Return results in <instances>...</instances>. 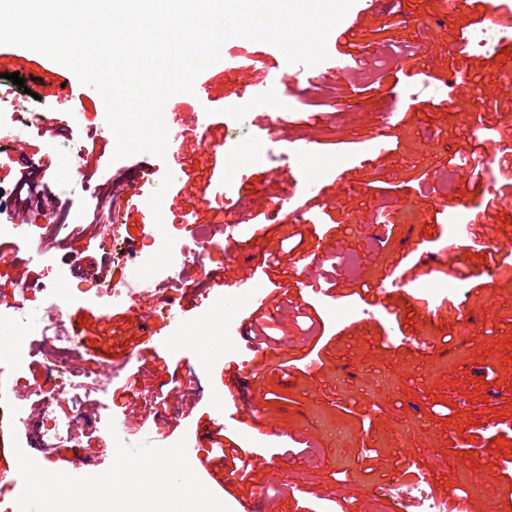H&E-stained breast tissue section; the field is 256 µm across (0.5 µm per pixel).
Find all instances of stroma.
Segmentation results:
<instances>
[{
  "mask_svg": "<svg viewBox=\"0 0 512 512\" xmlns=\"http://www.w3.org/2000/svg\"><path fill=\"white\" fill-rule=\"evenodd\" d=\"M472 20L468 6L451 0H379L371 10L356 0L339 27L354 30L357 46L337 45L353 52V61L316 83L291 79L278 124L268 122L262 94L241 93L278 58L262 42L226 41L225 55L243 47L265 55L254 68L211 74L215 106L239 99L242 117L186 131L181 164L166 163L136 198L123 183L154 155L113 160V137L97 133V98L75 90L54 95L42 79L57 63L0 45V92H12L8 76L19 73L60 124L52 135L27 131L0 151V194L13 191L23 161L39 160L40 183L62 209L71 185L59 164L43 161L50 142L80 149L90 186L85 224L44 244L45 214L32 205L24 233L0 241V309L50 305V275L72 279L76 258L94 282L126 280L150 224H204L216 241L202 259L205 275L186 266L188 299L168 324L145 318L140 306L115 316L96 301L69 305L68 314L87 320L78 362L92 374L111 372L110 391L77 407L53 402L54 377L37 355L22 371L0 369V396L34 417L49 401L56 418L77 420V442L58 448L80 476L106 471L119 439L160 447L182 439L188 457L205 456L206 425H223L249 451L252 471L239 476L228 462L223 483L202 470L197 476L231 512H317L352 495L372 501L375 512H406L388 492L397 480L426 481L437 497L457 490L469 512H512V187L473 183L474 163L512 144V54L459 52L461 29ZM387 112L401 121L382 137ZM209 141L238 165L213 168ZM103 156L113 160L108 191L94 176ZM453 164L460 171L452 186ZM313 166L317 195L304 178ZM187 176L201 196L180 192ZM450 187L468 212L484 211L489 225L466 235L449 259L441 246ZM292 206L304 208L306 222H289ZM106 211L119 229L105 245L94 223ZM229 220L252 234L227 239ZM458 266L465 270L462 293L424 302L415 296L417 284L447 279ZM219 275L225 286H215ZM386 277L400 289L377 298ZM322 282L329 294L320 298L311 287ZM22 284L32 288L28 297L18 292ZM347 304L377 315L329 319L328 307ZM257 319L273 335L261 350L246 335ZM211 320L225 331L210 343L167 345L168 337ZM406 321L416 344L401 342L398 326ZM140 328L156 340L142 352L133 347ZM232 375L239 381L233 402L224 398ZM130 380L128 395L113 396ZM33 381L39 389L32 393ZM112 422L117 432H109Z\"/></svg>",
  "mask_w": 512,
  "mask_h": 512,
  "instance_id": "1",
  "label": "stroma"
}]
</instances>
